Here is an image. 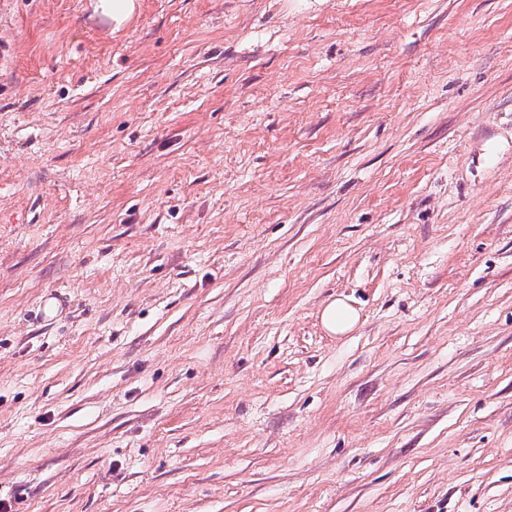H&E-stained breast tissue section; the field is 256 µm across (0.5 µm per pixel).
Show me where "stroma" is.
<instances>
[{"label":"stroma","instance_id":"35a3bbf8","mask_svg":"<svg viewBox=\"0 0 512 512\" xmlns=\"http://www.w3.org/2000/svg\"><path fill=\"white\" fill-rule=\"evenodd\" d=\"M101 18L0 0V499L512 512V0ZM359 319L358 310L347 298H336L328 302L321 312L324 329L332 335L342 336L350 332Z\"/></svg>","mask_w":512,"mask_h":512}]
</instances>
